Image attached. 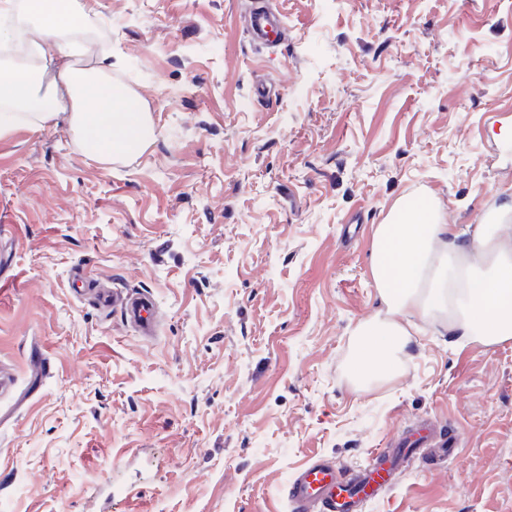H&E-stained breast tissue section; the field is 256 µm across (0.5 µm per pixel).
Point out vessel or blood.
<instances>
[{
    "label": "vessel or blood",
    "mask_w": 512,
    "mask_h": 512,
    "mask_svg": "<svg viewBox=\"0 0 512 512\" xmlns=\"http://www.w3.org/2000/svg\"><path fill=\"white\" fill-rule=\"evenodd\" d=\"M249 31L257 44L275 47L283 39L284 23L275 10L256 7L250 12ZM96 300L101 308L119 309L126 323L139 335H154L155 305L147 294L121 297L102 289ZM412 445L430 449L433 456L445 457L453 453L456 442L452 435L425 425L393 440L389 450L377 453L372 465L351 474L325 460L313 462L288 487L293 512H363L369 501L390 487L402 455Z\"/></svg>",
    "instance_id": "b4317fda"
}]
</instances>
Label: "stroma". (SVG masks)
Wrapping results in <instances>:
<instances>
[{
  "label": "stroma",
  "instance_id": "1",
  "mask_svg": "<svg viewBox=\"0 0 512 512\" xmlns=\"http://www.w3.org/2000/svg\"><path fill=\"white\" fill-rule=\"evenodd\" d=\"M91 55L153 120L126 161L66 120L0 135V512H291L312 461L356 470L430 420L365 512H512V340L425 327L356 385L384 314L374 232L411 194L447 224L512 213V0H86ZM270 91L260 99L256 83ZM148 293L155 336L74 293ZM284 23L273 9L261 6L251 10L249 31L254 42L266 47L278 46L284 35Z\"/></svg>",
  "mask_w": 512,
  "mask_h": 512
}]
</instances>
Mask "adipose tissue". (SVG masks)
Masks as SVG:
<instances>
[{
	"instance_id": "ef3b65f1",
	"label": "adipose tissue",
	"mask_w": 512,
	"mask_h": 512,
	"mask_svg": "<svg viewBox=\"0 0 512 512\" xmlns=\"http://www.w3.org/2000/svg\"><path fill=\"white\" fill-rule=\"evenodd\" d=\"M87 18L80 0H25L19 23L38 56L59 66L64 87L42 89L31 67L0 68V105L26 108L29 121L43 125L57 117L58 94L66 92L76 107L69 121L78 130L77 149L104 159L139 153L149 132L139 100L113 81L107 66L73 64ZM370 268L386 312L361 326L357 378L390 376L395 349L440 314L458 335L485 343L512 339L511 224L480 225L467 238L457 225L438 221L427 202L403 198L377 227Z\"/></svg>"
}]
</instances>
